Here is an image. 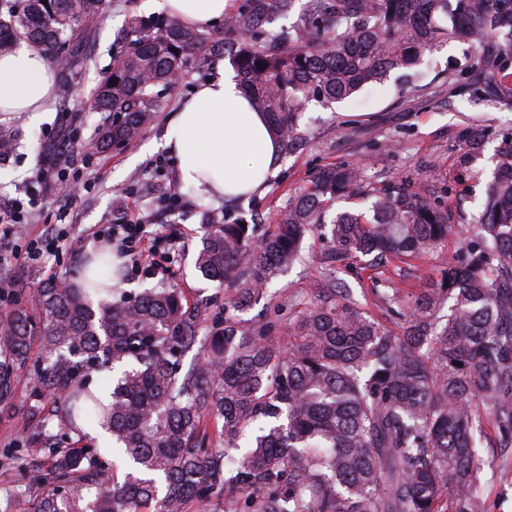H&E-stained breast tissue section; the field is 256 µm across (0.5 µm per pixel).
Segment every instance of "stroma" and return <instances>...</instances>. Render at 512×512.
<instances>
[{
    "instance_id": "1",
    "label": "stroma",
    "mask_w": 512,
    "mask_h": 512,
    "mask_svg": "<svg viewBox=\"0 0 512 512\" xmlns=\"http://www.w3.org/2000/svg\"><path fill=\"white\" fill-rule=\"evenodd\" d=\"M141 4L142 0H108L84 74L68 100L54 98L49 112L38 121L25 113L7 118L18 139L14 152L0 159V202L25 199L36 175L37 150L44 146L78 158L75 177L85 185L76 196L57 186L44 190L29 217V233L38 234L58 210H69L73 222L61 250L45 254L37 266L0 267L1 277L30 285L23 308L37 313L34 285L50 277L68 278L83 255L98 250L92 238L96 228L131 217L164 227L178 237L179 244L173 258L161 261L158 274L130 273L126 289L177 288L189 306H204L209 317H223L225 304L236 295L235 287L202 279L194 266L207 218L254 224L262 232L273 229L322 168L358 164L374 187L406 183L438 202L454 227L445 243L421 259L394 260L379 268L344 264L337 270V287L349 289L362 312L398 329L402 319L388 312L386 298L418 291L426 281L438 279L449 261L465 258L492 178L494 155L503 134L512 132V108L472 103L469 92L448 78L449 63L465 62L474 52L472 45L459 38L425 54L414 83H406L401 71L395 70L355 99L310 106L301 125L303 146L281 156L276 175L263 189L245 199L214 201L180 182L171 156L157 143L182 100L215 76L222 56H212L175 81L162 111L134 145L95 146L101 116L90 111L89 100L112 70L117 32L130 18L143 16ZM473 129L484 134L485 147L467 167L462 153L466 134ZM328 247L320 231L307 233L298 260L270 284L266 299L239 312L242 324L272 323L273 342L287 345L289 315L302 309L324 283L320 259ZM34 384L33 374H18L12 389L14 408L0 409V448L25 441L33 429L35 421L23 407ZM480 463L487 512H512V447L500 446L488 418L483 421Z\"/></svg>"
}]
</instances>
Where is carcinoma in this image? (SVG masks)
<instances>
[{
	"label": "carcinoma",
	"mask_w": 512,
	"mask_h": 512,
	"mask_svg": "<svg viewBox=\"0 0 512 512\" xmlns=\"http://www.w3.org/2000/svg\"><path fill=\"white\" fill-rule=\"evenodd\" d=\"M295 2L243 0L215 37L173 13L131 19L90 101L101 115L97 147L134 143L175 75L217 45L288 154L311 103L348 99L452 39H467L474 55L448 78L469 81L478 103L512 107V0H306L291 26L267 28ZM104 5L0 0V55L23 40L64 59L65 97ZM482 153L481 139L468 140L463 163ZM340 198L370 205L325 224ZM317 227L331 243L330 271L347 260L417 258L452 233L441 205L407 188L375 190L358 166H332L272 233L206 225L195 269L238 285L231 308L258 302ZM473 229L464 261L400 300L399 331L330 279L288 323L286 350L265 326L226 318L201 331L200 312L175 288L114 301L100 279L40 282L37 318L18 308L0 327V403L17 371L39 375L26 410L37 418L30 441L53 460V487L32 493L33 512H485L479 409L512 447L511 133ZM195 347L201 360L181 372ZM104 372L106 401L90 388Z\"/></svg>",
	"instance_id": "1"
}]
</instances>
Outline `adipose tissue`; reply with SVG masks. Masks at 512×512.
I'll return each instance as SVG.
<instances>
[{"instance_id":"obj_1","label":"adipose tissue","mask_w":512,"mask_h":512,"mask_svg":"<svg viewBox=\"0 0 512 512\" xmlns=\"http://www.w3.org/2000/svg\"><path fill=\"white\" fill-rule=\"evenodd\" d=\"M230 0H146L206 31L229 10ZM54 72L37 48L21 45L0 56V112L39 118L53 93ZM162 146L185 185L206 197L233 199L261 189L278 167L280 147L264 113L253 111L231 65L195 88L168 120Z\"/></svg>"}]
</instances>
